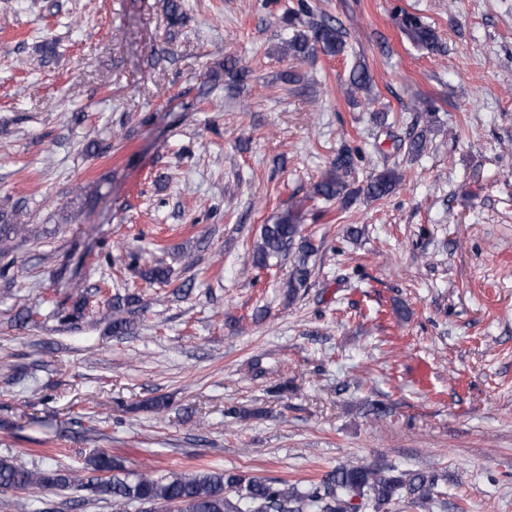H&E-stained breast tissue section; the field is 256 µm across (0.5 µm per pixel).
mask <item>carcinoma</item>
<instances>
[{
  "instance_id": "1",
  "label": "carcinoma",
  "mask_w": 512,
  "mask_h": 512,
  "mask_svg": "<svg viewBox=\"0 0 512 512\" xmlns=\"http://www.w3.org/2000/svg\"><path fill=\"white\" fill-rule=\"evenodd\" d=\"M413 37L433 51L441 50L434 31L415 19L406 21ZM308 31L299 32L288 41V54L296 59L306 57L312 45L318 44L331 56L344 52L346 32L331 17L310 21ZM371 77L365 67L354 69L349 76L350 91H366ZM355 154L342 149L313 185L312 196L326 201L348 202L354 195L347 178L354 167ZM402 175L386 168L373 175L360 188L366 197L382 199L400 186ZM301 213L296 209L282 212L272 224L262 227L254 243L251 257L258 269L270 267L269 259L294 252L289 274L288 295L305 287L310 275L308 261L316 251L311 240L302 236ZM25 231L20 210L0 208V251L11 248L9 242ZM129 267L148 283H164L169 271L161 265H149L136 251L128 252ZM141 302L138 295L116 297L112 301V333L131 330L132 306ZM92 475L77 469L24 468L13 461L0 459V493L34 494L70 491L77 495L75 505L89 500L112 504L115 512H357L359 506L383 512L389 505L406 500L412 505L427 506L440 494L439 476L432 472L401 469L384 460L340 465L321 481L305 489L283 480L226 475L222 472L199 471L191 474L171 473L156 476L141 472L130 477L122 464L103 453L90 464Z\"/></svg>"
}]
</instances>
